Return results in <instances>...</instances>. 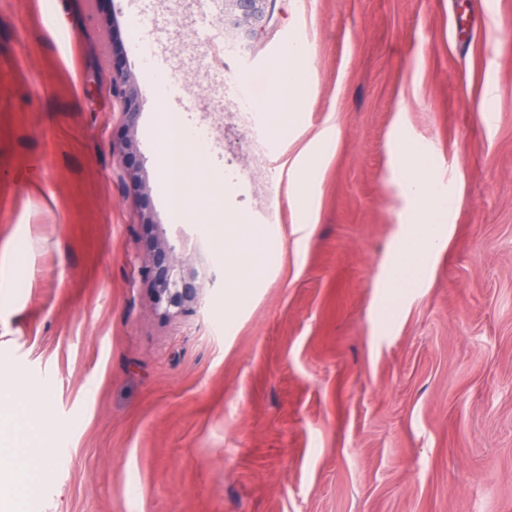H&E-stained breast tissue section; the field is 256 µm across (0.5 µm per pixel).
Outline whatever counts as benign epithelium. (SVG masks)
<instances>
[{
    "label": "benign epithelium",
    "mask_w": 512,
    "mask_h": 512,
    "mask_svg": "<svg viewBox=\"0 0 512 512\" xmlns=\"http://www.w3.org/2000/svg\"><path fill=\"white\" fill-rule=\"evenodd\" d=\"M274 4L275 0H224V32L239 42L248 41L265 27ZM112 86L132 129L139 115L137 94L127 86L121 71L113 72ZM142 224L150 228L146 239L150 259L142 275L149 286L153 310L166 319L193 311L202 301L203 275L177 255V245L168 238L162 225L152 223L146 214L142 215Z\"/></svg>",
    "instance_id": "7a95c632"
}]
</instances>
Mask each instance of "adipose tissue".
Returning <instances> with one entry per match:
<instances>
[{
    "label": "adipose tissue",
    "mask_w": 512,
    "mask_h": 512,
    "mask_svg": "<svg viewBox=\"0 0 512 512\" xmlns=\"http://www.w3.org/2000/svg\"><path fill=\"white\" fill-rule=\"evenodd\" d=\"M304 52L292 43L283 52L275 67L274 96L280 101V110L267 113L270 124L282 121L297 122L298 115L290 111L294 101L298 78L302 72ZM199 156L190 150L186 130L176 124L165 130L163 143V168L165 186L176 201L180 211L194 212L197 199L187 192L179 179L185 167L198 161ZM400 165L405 171L402 190L405 196L419 201L420 207L408 219V224L392 255V287H402L410 271L422 268L427 260L437 254L447 243L446 218L448 205L444 197L432 192L424 175L426 162L410 146L402 147ZM275 240L266 225L247 224L233 214L224 216V281L228 301L236 302L247 297L251 289L267 273V255L274 251ZM48 439L40 433L29 432L20 448L21 459L7 464L0 463V507L8 506L11 490L31 479L42 484L52 483L54 471L44 462L41 446Z\"/></svg>",
    "instance_id": "ef3b65f1"
}]
</instances>
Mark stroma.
I'll list each match as a JSON object with an SVG mask.
<instances>
[{"mask_svg": "<svg viewBox=\"0 0 512 512\" xmlns=\"http://www.w3.org/2000/svg\"><path fill=\"white\" fill-rule=\"evenodd\" d=\"M291 38L300 119L260 156L235 88L270 96ZM223 40L224 0H0V454L43 407L54 439L19 512H512V0H276L248 47ZM170 122L210 136L185 183L212 215L163 185ZM404 144L448 243L394 288ZM228 211L278 243L233 305ZM145 212L203 251L196 314L154 313ZM112 86L115 94L121 99L128 127L134 129L139 115L138 98L136 92L127 86L126 76L122 70L113 72Z\"/></svg>", "mask_w": 512, "mask_h": 512, "instance_id": "obj_1", "label": "stroma"}]
</instances>
